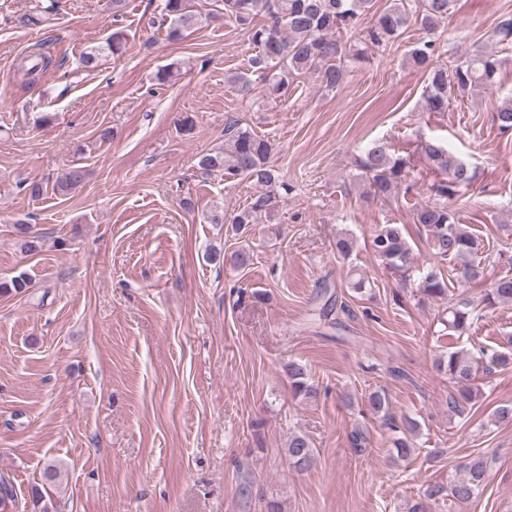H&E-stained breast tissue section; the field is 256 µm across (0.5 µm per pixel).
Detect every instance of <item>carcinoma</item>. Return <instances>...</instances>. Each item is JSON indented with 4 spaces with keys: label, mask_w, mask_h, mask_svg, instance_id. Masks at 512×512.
<instances>
[{
    "label": "carcinoma",
    "mask_w": 512,
    "mask_h": 512,
    "mask_svg": "<svg viewBox=\"0 0 512 512\" xmlns=\"http://www.w3.org/2000/svg\"><path fill=\"white\" fill-rule=\"evenodd\" d=\"M224 16L233 19L245 31L255 46L256 54L250 60V74H236L230 81L248 93L256 76L269 94L280 96L286 92L295 77L312 74L326 89L340 86L347 75L352 41L358 39V22L362 15H372V24L363 36V43L375 46L394 42L414 23L424 33L410 52L413 64L426 73L422 92L423 107L429 112L448 111L449 101L464 95L476 86H492L498 82L506 59L501 54L512 49V18L500 20L487 34L491 48L472 50L465 61L446 64L438 53L439 29L448 17L452 0H398L381 12L374 10L377 0H221ZM163 14L169 20L168 36L179 40L198 23L191 9V0H163ZM128 36L122 30L112 32L103 45L83 52L81 64L94 69L104 57H118L125 51ZM27 75L36 82L53 64L52 56L39 48L23 58ZM493 121L503 133L512 131V99H504L497 106ZM418 154L437 173L436 180L427 187L429 198L412 207L413 223L426 231L434 258L448 257L456 261L460 282L476 283L484 278L483 241L459 224L452 203L463 196L474 180L471 165L454 159L439 139L422 137L416 147ZM270 140L256 134L233 119L224 127V150L203 155L200 169L206 176L221 174L224 179H247L256 192L246 207L237 212L230 223L245 229L257 223L258 217L275 209L281 199L280 189L286 185L268 165ZM361 177L368 185L372 198L390 202L395 199L402 183L408 181L413 166L410 156L392 148L385 139L370 142L359 158ZM84 180V170L72 167L53 184L61 196ZM374 256L397 273L405 282H412L423 295L448 299V281L436 266L416 264L413 250L398 224H383L375 228L369 241ZM512 303V276L502 275L491 281L484 293L472 297L464 292L452 300L440 323L450 335L462 336L480 318V307ZM490 372L512 365V349L487 351L479 349V357L461 352H450L437 361V368L448 373L455 392L449 395L448 409L463 411V405L472 402L479 390L476 364ZM293 397L310 398L316 388L310 383L305 365L292 362L285 367ZM371 411L393 431L392 445L401 458L415 451L414 436L419 424L407 418L399 427L389 415V401L385 391L369 394ZM288 463L304 472L314 463L310 439L298 433L285 448ZM463 476L449 482L448 487L432 485L426 489V502H418L408 512H428L431 503L448 496L459 504L472 501L484 489L488 478V461L472 456L462 465ZM15 507V491L11 481L0 476V512Z\"/></svg>",
    "instance_id": "carcinoma-1"
}]
</instances>
